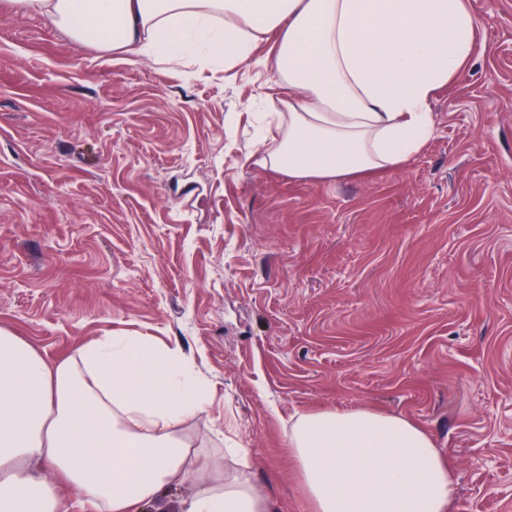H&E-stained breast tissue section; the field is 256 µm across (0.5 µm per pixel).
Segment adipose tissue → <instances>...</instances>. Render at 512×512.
<instances>
[{"label":"adipose tissue","mask_w":512,"mask_h":512,"mask_svg":"<svg viewBox=\"0 0 512 512\" xmlns=\"http://www.w3.org/2000/svg\"><path fill=\"white\" fill-rule=\"evenodd\" d=\"M16 2L128 62L251 66L260 38L278 33L288 124L260 162L322 180L417 154L431 100L471 63L481 27L470 0ZM208 398L178 351L141 336H101L51 361L0 329V512H61L70 493L86 512H145L198 480L183 427ZM288 446L314 512H451L454 469L406 418L302 413ZM198 482L183 512H273L248 471Z\"/></svg>","instance_id":"ef3b65f1"}]
</instances>
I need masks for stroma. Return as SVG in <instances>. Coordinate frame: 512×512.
<instances>
[{"label": "stroma", "instance_id": "35a3bbf8", "mask_svg": "<svg viewBox=\"0 0 512 512\" xmlns=\"http://www.w3.org/2000/svg\"><path fill=\"white\" fill-rule=\"evenodd\" d=\"M470 2L420 153L319 181L256 162L270 68L125 62L0 0V328L51 360L177 348L210 385L201 478L244 449L275 512H313L292 419L358 407L434 438L452 512H512V0Z\"/></svg>", "mask_w": 512, "mask_h": 512}]
</instances>
